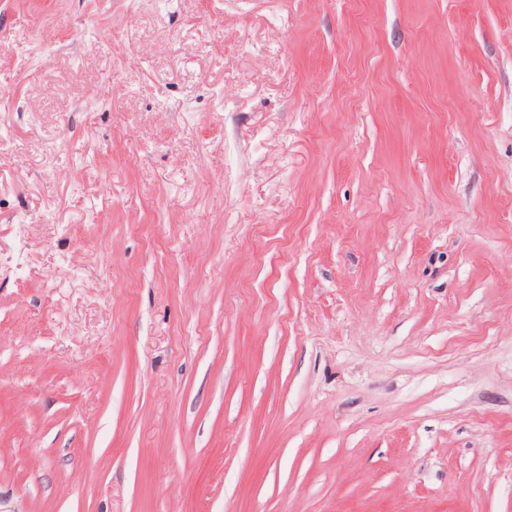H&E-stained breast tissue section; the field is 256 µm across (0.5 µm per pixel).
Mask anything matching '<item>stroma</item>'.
Masks as SVG:
<instances>
[{
  "instance_id": "1",
  "label": "stroma",
  "mask_w": 512,
  "mask_h": 512,
  "mask_svg": "<svg viewBox=\"0 0 512 512\" xmlns=\"http://www.w3.org/2000/svg\"><path fill=\"white\" fill-rule=\"evenodd\" d=\"M0 89V512H512V0H0Z\"/></svg>"
}]
</instances>
